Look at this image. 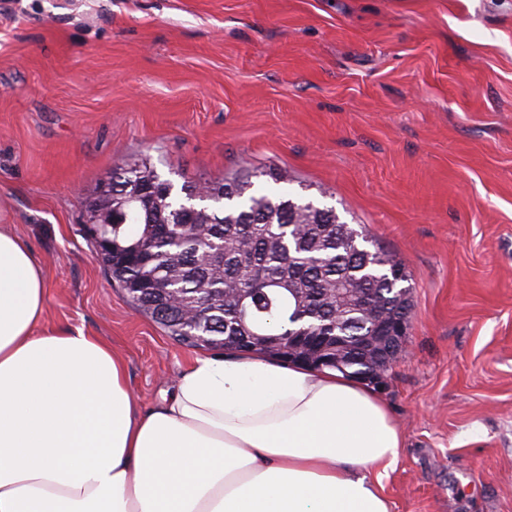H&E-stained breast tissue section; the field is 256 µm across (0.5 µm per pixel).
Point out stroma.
<instances>
[{
	"instance_id": "35a3bbf8",
	"label": "stroma",
	"mask_w": 512,
	"mask_h": 512,
	"mask_svg": "<svg viewBox=\"0 0 512 512\" xmlns=\"http://www.w3.org/2000/svg\"><path fill=\"white\" fill-rule=\"evenodd\" d=\"M242 166L364 225L413 287L380 395L391 512H512V0H0V226L45 324L99 336L138 407L195 357L100 265L86 202L125 162Z\"/></svg>"
}]
</instances>
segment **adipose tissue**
<instances>
[{"label":"adipose tissue","mask_w":512,"mask_h":512,"mask_svg":"<svg viewBox=\"0 0 512 512\" xmlns=\"http://www.w3.org/2000/svg\"><path fill=\"white\" fill-rule=\"evenodd\" d=\"M47 288L0 230V512H391L402 437L370 387L206 355L142 410L106 342L46 329Z\"/></svg>","instance_id":"adipose-tissue-1"}]
</instances>
